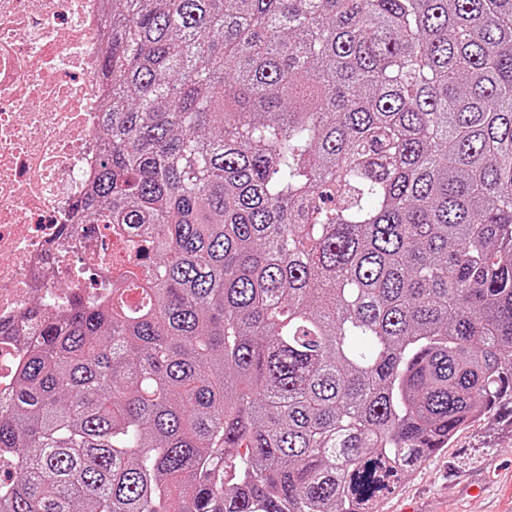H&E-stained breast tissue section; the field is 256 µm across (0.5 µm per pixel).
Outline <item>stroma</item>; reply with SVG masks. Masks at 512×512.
I'll return each mask as SVG.
<instances>
[{
    "label": "stroma",
    "instance_id": "35a3bbf8",
    "mask_svg": "<svg viewBox=\"0 0 512 512\" xmlns=\"http://www.w3.org/2000/svg\"><path fill=\"white\" fill-rule=\"evenodd\" d=\"M512 512V411L463 427L449 444L408 473L380 512Z\"/></svg>",
    "mask_w": 512,
    "mask_h": 512
}]
</instances>
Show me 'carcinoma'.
I'll return each mask as SVG.
<instances>
[{"mask_svg":"<svg viewBox=\"0 0 512 512\" xmlns=\"http://www.w3.org/2000/svg\"><path fill=\"white\" fill-rule=\"evenodd\" d=\"M82 220L128 262L0 397V512H377L512 404V0H112Z\"/></svg>","mask_w":512,"mask_h":512,"instance_id":"1","label":"carcinoma"}]
</instances>
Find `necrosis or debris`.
Wrapping results in <instances>:
<instances>
[{"label": "necrosis or debris", "instance_id": "obj_1", "mask_svg": "<svg viewBox=\"0 0 512 512\" xmlns=\"http://www.w3.org/2000/svg\"><path fill=\"white\" fill-rule=\"evenodd\" d=\"M105 21L103 0H0V391L31 308L61 313L70 285L127 261L111 225L74 221L103 151Z\"/></svg>", "mask_w": 512, "mask_h": 512}]
</instances>
